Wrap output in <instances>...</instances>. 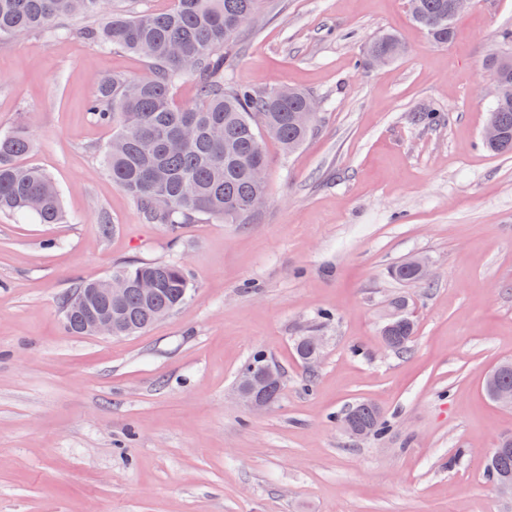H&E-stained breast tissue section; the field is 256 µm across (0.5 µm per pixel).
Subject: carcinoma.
Masks as SVG:
<instances>
[{
  "label": "carcinoma",
  "mask_w": 512,
  "mask_h": 512,
  "mask_svg": "<svg viewBox=\"0 0 512 512\" xmlns=\"http://www.w3.org/2000/svg\"><path fill=\"white\" fill-rule=\"evenodd\" d=\"M451 0H408L412 18L437 45L448 44ZM261 0H174L159 13H112V0H0V45L34 33L61 34V17L99 16L95 26L66 30L94 46L120 47L146 58L150 75L128 80L105 78L87 101L86 112L98 122L116 123L118 132L102 148L112 182L137 203L146 224H164L177 231L201 217L226 224H251L266 200V183L254 176L267 169L265 138L285 153L299 149L314 132L317 116L302 126L297 113L309 108L310 96L293 87L256 89L224 82V70L241 24L253 19ZM388 61L404 47L392 33L378 36L369 51ZM486 66L502 88L493 101L490 120L500 138L485 146L495 154H512V57L491 54ZM191 80L193 103L176 98L177 85ZM191 124L195 133H176ZM32 141L20 127L0 133V212L27 214L42 224L68 222L52 178L25 162ZM112 277L127 282V292L112 302V327L121 336L142 332L175 310L189 295L191 274L179 261L138 262L116 267ZM151 282L155 295L144 298L139 283ZM416 323L392 322L389 349L408 351ZM371 435L380 436L387 420L374 405L363 409ZM488 480L512 482V449L500 454Z\"/></svg>",
  "instance_id": "obj_1"
}]
</instances>
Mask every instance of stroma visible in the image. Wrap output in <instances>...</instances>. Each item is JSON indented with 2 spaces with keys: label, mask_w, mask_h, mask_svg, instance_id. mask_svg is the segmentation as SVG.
<instances>
[{
  "label": "stroma",
  "mask_w": 512,
  "mask_h": 512,
  "mask_svg": "<svg viewBox=\"0 0 512 512\" xmlns=\"http://www.w3.org/2000/svg\"><path fill=\"white\" fill-rule=\"evenodd\" d=\"M454 27L440 47L406 0H263L224 77L309 92L316 129L289 155L266 140L253 223L174 232L107 176L112 129L84 109L104 75L149 62L67 34L0 46V131L26 125L27 161L72 218L0 213V512H512L485 472L512 410L482 391L512 360V156L482 138L512 0H473ZM384 31L404 55L365 66ZM432 110L443 121L420 123ZM417 256L431 287L390 274ZM168 260L193 281L170 315L133 336L66 333L61 300L81 281ZM398 297L417 322L400 356L380 339ZM309 329L328 338L314 372L294 351ZM259 350L286 382L255 414L232 390ZM362 400L383 436L338 428Z\"/></svg>",
  "instance_id": "1"
}]
</instances>
